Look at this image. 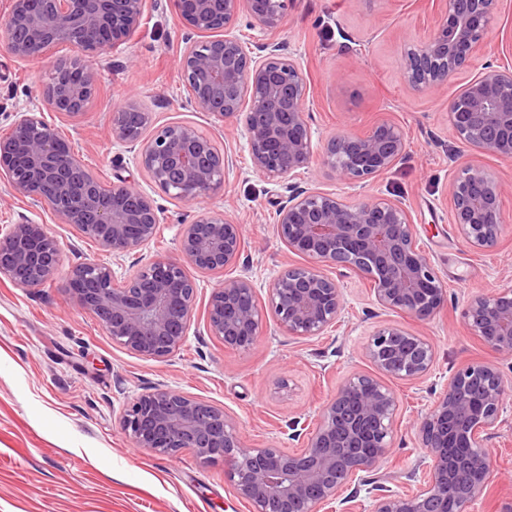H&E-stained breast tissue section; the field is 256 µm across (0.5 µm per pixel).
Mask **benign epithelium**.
<instances>
[{
  "label": "benign epithelium",
  "instance_id": "benign-epithelium-1",
  "mask_svg": "<svg viewBox=\"0 0 512 512\" xmlns=\"http://www.w3.org/2000/svg\"><path fill=\"white\" fill-rule=\"evenodd\" d=\"M11 0L0 19V41L17 59L40 63L53 47L71 45L76 58L54 66L44 89L46 109L75 116L95 93L94 77L81 57L124 41L138 27L146 0ZM185 26L214 41H194L180 59L188 101L227 127L244 128L256 171L288 194L275 199L276 233L288 251L308 263L283 268L259 305L250 280L224 279L209 296V335L224 348L249 351L269 310L278 326L297 339L321 336L344 311L339 283L327 270L343 268L373 284L375 302L419 321H429L447 302L446 285L419 245L408 211L388 199L348 202L334 193L300 186L297 170L313 155L306 118L308 84L300 64L278 42L247 50L233 34L242 12L263 31H276L288 0H172ZM446 0L436 30L404 51L401 76L417 92L440 87L472 65L484 44L498 0ZM448 123L471 151L512 159V66L487 65L448 98ZM112 135L139 146L140 169L169 198L183 202L224 189L233 164L196 126L174 123L141 140L115 114ZM404 134L385 120L364 134L329 138L322 162L351 185L390 169L404 154ZM0 181L17 195L45 205L113 257L133 255L160 229V209L131 181L106 185L86 169L54 127L34 112H22L0 139ZM501 178L467 166L448 182L452 223L471 247L491 250L503 223ZM242 225L225 214H203L183 225L178 255L132 262L135 271L118 287L112 267L99 259L74 266L68 285L81 309L96 317L112 341L126 350L164 361L184 343L198 285L191 274L222 273L239 260ZM58 240L40 224H15L0 237V277L24 288L49 278ZM472 333L492 352L512 356V286L472 298L464 312ZM364 354L383 375L401 380L426 376L435 349L426 337L401 326L377 328ZM482 394L474 399L469 384ZM505 382L497 368L474 362L456 373L416 427L427 465L410 490L376 486L370 512H468L495 472L488 441L498 427ZM399 401L378 378L354 373L319 410L312 431L297 419L299 448H249L239 423L224 408L167 388L135 397L119 418L137 448L162 456L185 451L224 462V478L250 512H353L342 497L352 481L376 474L397 429Z\"/></svg>",
  "mask_w": 512,
  "mask_h": 512
}]
</instances>
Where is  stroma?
<instances>
[{
	"label": "stroma",
	"instance_id": "stroma-1",
	"mask_svg": "<svg viewBox=\"0 0 512 512\" xmlns=\"http://www.w3.org/2000/svg\"><path fill=\"white\" fill-rule=\"evenodd\" d=\"M444 8L442 0H290L274 32L308 82L313 156L295 177L301 186L334 192L353 202L377 197L401 201L420 246L448 289V303L420 322L379 308L370 281L344 269L331 275L343 288L345 310L335 329L296 340L265 316L258 345L230 351L205 327V305L223 275L197 274L194 319L181 349L168 360L145 359L113 343L68 289L72 267L98 255L97 245L30 199L0 183V236L13 225H43L60 245L55 271L37 288L0 278V512H248L224 478L223 463H204L191 452L160 456L135 447L118 419L136 396L154 387L221 405L255 448H297L296 418L315 422L319 409L352 373L375 375L363 348L374 330L399 325L426 336L436 351L431 372L414 382L392 381L400 421L381 463L392 491L402 490L420 464L414 423L449 377L472 362L498 367L507 381L501 425L490 441L498 473L471 503L470 512H502L512 502V358L486 348L463 318L467 302L512 285V161L460 147L445 109L459 81L422 93L402 80L405 49L425 42ZM186 29L171 0H147L139 28L125 41L87 58L96 92L84 112L44 111L42 93L54 60L74 56L66 43L39 66L22 63L0 46V137L17 113L43 110L45 120L73 147L103 183L134 181L162 212L157 237L143 258L176 256L183 225L207 212L240 222L245 241L232 276L248 277L259 299L286 266L304 264L276 235L273 186L256 172L244 132L225 135L218 122L196 110L179 73ZM512 61V0H500L486 46L472 72ZM136 107L150 137L161 126L183 122L213 137L234 166L227 185L194 202L170 199L136 166L128 145L112 136L115 113ZM383 120L406 136V151L390 170L354 187L322 163L325 141L362 134ZM465 166H480L503 180L504 224L498 245L478 251L450 219L448 181Z\"/></svg>",
	"mask_w": 512,
	"mask_h": 512
}]
</instances>
